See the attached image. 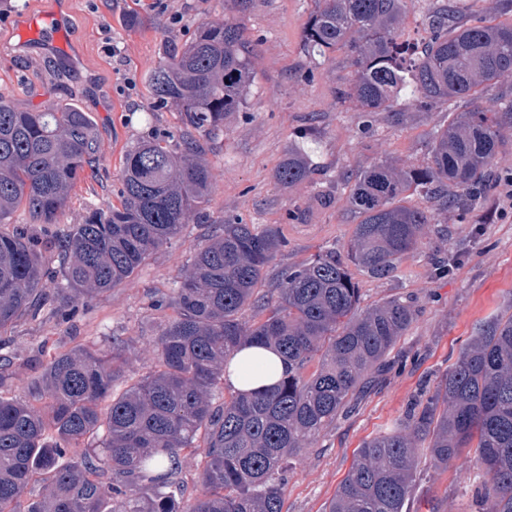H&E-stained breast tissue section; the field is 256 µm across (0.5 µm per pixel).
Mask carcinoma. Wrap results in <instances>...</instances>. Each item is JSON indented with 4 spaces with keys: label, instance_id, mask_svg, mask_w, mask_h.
<instances>
[{
    "label": "carcinoma",
    "instance_id": "1",
    "mask_svg": "<svg viewBox=\"0 0 512 512\" xmlns=\"http://www.w3.org/2000/svg\"><path fill=\"white\" fill-rule=\"evenodd\" d=\"M402 2L316 0L303 42L323 58L347 49L352 78L340 99L367 112L391 109L405 92L421 108L451 106L512 72L511 24H459L449 12L430 21L422 51L412 53L399 42ZM252 51L236 19L200 22L149 73L150 111L172 103L200 135L222 130L224 115L243 107L253 84ZM511 124V99L459 112L433 135L425 169L364 167L350 194L362 220L348 260L385 277L419 249L433 217L403 204L413 187L443 206L477 205L498 160L500 131ZM175 139L170 131L129 148L118 204L44 240L64 256L53 296L40 288L31 242L0 230V332L46 307L77 315L180 232L210 188V169L196 140L176 151ZM99 154L91 118L78 106L19 111L0 95V225L19 209L33 224L59 223ZM309 172L291 153L276 179L289 187ZM450 184L462 189L451 199ZM287 246L273 226L224 221L162 299L174 316L154 342L158 368L118 395L121 346L110 336L44 361L0 355V388L16 367L36 374L32 399L0 395V512H283L291 460L361 393L413 321L411 306L397 297L361 309L360 288L334 249L279 271L275 293L256 298ZM247 307L255 311L250 323L241 319ZM246 345L275 348L288 370L271 388L216 400L225 359ZM108 397L104 412L99 402ZM201 433L208 458L202 492L186 505L180 458ZM90 436L95 447L61 463ZM420 448L436 466L473 450L485 477L481 512H512V313L483 326L407 422L363 442L327 512H407ZM36 475L51 490L22 509Z\"/></svg>",
    "mask_w": 512,
    "mask_h": 512
}]
</instances>
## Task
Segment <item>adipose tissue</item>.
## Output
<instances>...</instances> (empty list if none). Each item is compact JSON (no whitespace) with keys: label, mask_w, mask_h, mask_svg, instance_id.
Returning <instances> with one entry per match:
<instances>
[{"label":"adipose tissue","mask_w":512,"mask_h":512,"mask_svg":"<svg viewBox=\"0 0 512 512\" xmlns=\"http://www.w3.org/2000/svg\"><path fill=\"white\" fill-rule=\"evenodd\" d=\"M283 369V361L275 350L249 347L228 360L224 379L233 390L251 392L274 386Z\"/></svg>","instance_id":"adipose-tissue-1"}]
</instances>
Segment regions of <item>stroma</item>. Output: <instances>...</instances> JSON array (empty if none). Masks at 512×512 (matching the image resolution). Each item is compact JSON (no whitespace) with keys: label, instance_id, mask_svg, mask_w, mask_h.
<instances>
[{"label":"stroma","instance_id":"35a3bbf8","mask_svg":"<svg viewBox=\"0 0 512 512\" xmlns=\"http://www.w3.org/2000/svg\"><path fill=\"white\" fill-rule=\"evenodd\" d=\"M130 3L65 0V44L41 54L21 44L13 20L50 10L52 0H0V93L22 111L77 104L92 117L101 144L92 173L77 184L60 217L64 225L116 203L123 157L133 144L181 128L176 109L148 111L145 77L167 45L183 43L201 21L224 18V0H141L143 22L132 27L122 19ZM448 3L460 23L512 22L501 0H404L402 40L422 44L432 16ZM315 7L314 0H253L239 15L253 42L254 83L242 110L225 116L223 132L200 141L211 171L210 191L180 233L74 320L46 313L19 320L0 333V352L38 359L79 344L99 345L110 336L123 347V372L114 384L115 392H123L157 364L152 339L173 311L156 307V300L187 273L224 219L276 226L288 241L272 264L276 270L328 248L346 258L361 221L350 204V187L362 168L379 161L425 168L432 137L453 112L489 109L512 98V75L505 73L452 108L438 104L422 110L405 102L390 111L367 112L340 100L338 90L351 79L346 49L320 63L302 42ZM501 138L479 207H443L424 190L409 192L407 205L433 214L420 253L403 259L385 278L354 271L362 306L401 297L411 302L415 317L366 393L294 460L284 512H325L362 442L403 423L478 330L512 313V200L504 196V179L512 175V127L503 128ZM292 152L308 157L311 172L285 187L275 174ZM419 471L410 512H479L481 482L473 452L463 451L441 468L420 457Z\"/></svg>","mask_w":512,"mask_h":512}]
</instances>
